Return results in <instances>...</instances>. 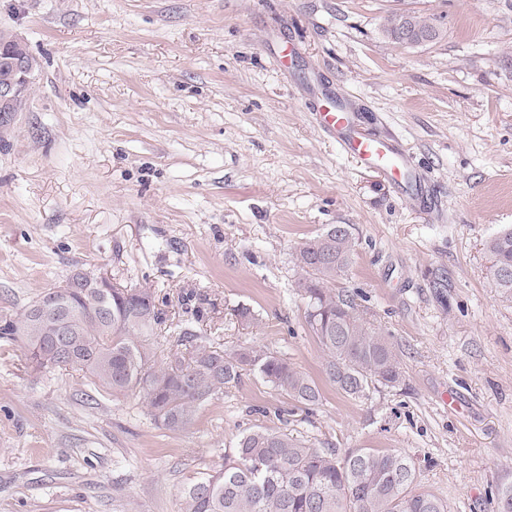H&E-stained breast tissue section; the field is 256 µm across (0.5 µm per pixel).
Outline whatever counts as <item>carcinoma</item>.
Here are the masks:
<instances>
[{
  "instance_id": "cac0c4a2",
  "label": "carcinoma",
  "mask_w": 512,
  "mask_h": 512,
  "mask_svg": "<svg viewBox=\"0 0 512 512\" xmlns=\"http://www.w3.org/2000/svg\"><path fill=\"white\" fill-rule=\"evenodd\" d=\"M406 22L435 41L442 35L436 18L402 11L386 18L387 37L400 38ZM485 249L491 287L511 298L512 226L489 237ZM354 251L349 225L333 224L300 242L293 261L327 379L363 401L382 388L400 387L402 372L396 344L358 310L354 293L336 289ZM49 295L48 288L1 314L0 339H21L26 366L34 371L71 368L113 397L139 394L154 423L166 430L186 429L198 409L235 386L246 369L302 405L322 398L318 384L288 358L252 347L227 351L188 331L195 341L190 356L176 350L152 363L144 337L165 318L149 288H100L87 278L80 288L57 292L60 303L45 309ZM421 471L419 460L398 450L355 448L340 457L334 448H313L258 427L224 449L220 468L185 485L182 512H448V502L422 486ZM487 495L497 512H512V480H499Z\"/></svg>"
}]
</instances>
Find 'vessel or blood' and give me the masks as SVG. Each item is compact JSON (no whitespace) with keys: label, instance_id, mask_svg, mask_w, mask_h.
Listing matches in <instances>:
<instances>
[{"label":"vessel or blood","instance_id":"b4317fda","mask_svg":"<svg viewBox=\"0 0 512 512\" xmlns=\"http://www.w3.org/2000/svg\"><path fill=\"white\" fill-rule=\"evenodd\" d=\"M322 133L334 140L348 156L383 175L388 181H410L412 167L408 154L392 139H380L359 127L354 113L341 100L322 95L310 105Z\"/></svg>","mask_w":512,"mask_h":512}]
</instances>
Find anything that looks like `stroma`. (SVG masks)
Segmentation results:
<instances>
[{"instance_id":"stroma-1","label":"stroma","mask_w":512,"mask_h":512,"mask_svg":"<svg viewBox=\"0 0 512 512\" xmlns=\"http://www.w3.org/2000/svg\"><path fill=\"white\" fill-rule=\"evenodd\" d=\"M442 20L400 46L386 17ZM40 69L0 131V314L77 270L149 288L167 330L267 349L321 388L298 409L244 372L185 430L0 340V512H181L184 486L256 427L315 448L424 461L450 512H493L512 478V300L484 243L512 225V0H0ZM340 97L411 153L420 184L361 168L314 123ZM347 224L338 279L392 334L403 382L359 402L328 381L292 253ZM250 308L249 321L235 314ZM487 495L490 501H495L497 512H512V480L503 478L492 484Z\"/></svg>"}]
</instances>
